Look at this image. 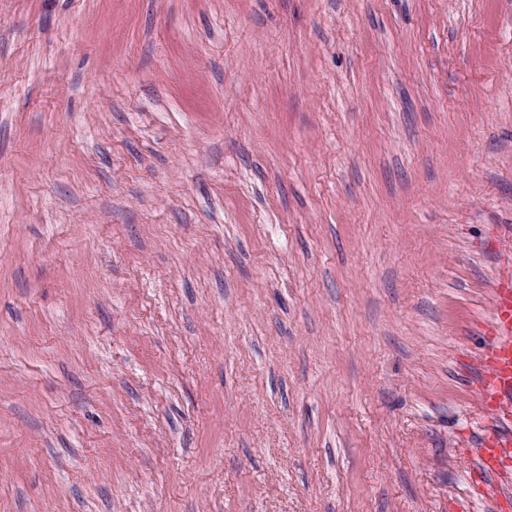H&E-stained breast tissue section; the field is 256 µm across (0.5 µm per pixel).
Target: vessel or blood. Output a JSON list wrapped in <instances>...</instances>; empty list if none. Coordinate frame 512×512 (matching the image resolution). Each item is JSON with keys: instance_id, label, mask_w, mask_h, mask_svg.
Listing matches in <instances>:
<instances>
[{"instance_id": "vessel-or-blood-1", "label": "vessel or blood", "mask_w": 512, "mask_h": 512, "mask_svg": "<svg viewBox=\"0 0 512 512\" xmlns=\"http://www.w3.org/2000/svg\"><path fill=\"white\" fill-rule=\"evenodd\" d=\"M480 396L489 409L512 398V285L495 292L492 321L486 331ZM489 477L512 471V431L501 429L482 438L474 450Z\"/></svg>"}]
</instances>
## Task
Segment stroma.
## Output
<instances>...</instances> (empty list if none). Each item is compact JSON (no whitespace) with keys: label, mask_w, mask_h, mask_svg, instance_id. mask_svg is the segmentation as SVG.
I'll return each instance as SVG.
<instances>
[{"label":"stroma","mask_w":512,"mask_h":512,"mask_svg":"<svg viewBox=\"0 0 512 512\" xmlns=\"http://www.w3.org/2000/svg\"><path fill=\"white\" fill-rule=\"evenodd\" d=\"M512 0H0V512H492ZM512 286L501 284L495 292L492 322L486 330L484 373L480 379L482 402L490 409L512 396Z\"/></svg>","instance_id":"stroma-1"}]
</instances>
